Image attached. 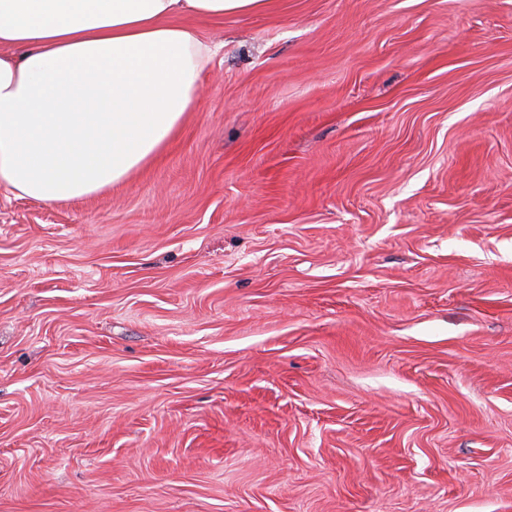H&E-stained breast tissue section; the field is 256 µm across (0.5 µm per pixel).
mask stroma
<instances>
[{"label": "stroma", "mask_w": 512, "mask_h": 512, "mask_svg": "<svg viewBox=\"0 0 512 512\" xmlns=\"http://www.w3.org/2000/svg\"><path fill=\"white\" fill-rule=\"evenodd\" d=\"M156 161L0 188V512H512V0H275Z\"/></svg>", "instance_id": "stroma-1"}]
</instances>
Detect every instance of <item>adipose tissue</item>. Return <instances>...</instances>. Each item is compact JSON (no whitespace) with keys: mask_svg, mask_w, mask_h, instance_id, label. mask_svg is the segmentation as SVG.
<instances>
[{"mask_svg":"<svg viewBox=\"0 0 512 512\" xmlns=\"http://www.w3.org/2000/svg\"><path fill=\"white\" fill-rule=\"evenodd\" d=\"M272 0H0V186L55 203L154 160L217 49L173 17Z\"/></svg>","mask_w":512,"mask_h":512,"instance_id":"ef3b65f1","label":"adipose tissue"}]
</instances>
